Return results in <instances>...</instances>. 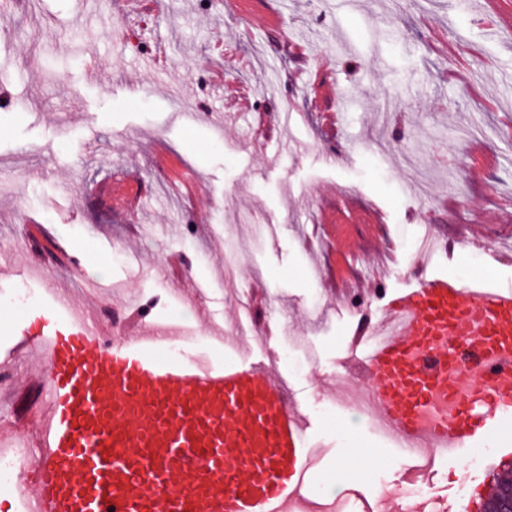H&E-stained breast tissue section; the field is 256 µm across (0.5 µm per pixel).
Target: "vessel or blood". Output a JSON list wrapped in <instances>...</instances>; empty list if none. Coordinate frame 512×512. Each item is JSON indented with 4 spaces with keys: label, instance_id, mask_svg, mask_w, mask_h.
Listing matches in <instances>:
<instances>
[{
    "label": "vessel or blood",
    "instance_id": "vessel-or-blood-1",
    "mask_svg": "<svg viewBox=\"0 0 512 512\" xmlns=\"http://www.w3.org/2000/svg\"><path fill=\"white\" fill-rule=\"evenodd\" d=\"M365 355L372 422L462 463L512 410V289L437 277L400 291ZM47 414L27 512H288L310 465L307 424L252 365L167 355L66 311L33 340Z\"/></svg>",
    "mask_w": 512,
    "mask_h": 512
}]
</instances>
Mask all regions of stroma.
<instances>
[{
	"label": "stroma",
	"instance_id": "1",
	"mask_svg": "<svg viewBox=\"0 0 512 512\" xmlns=\"http://www.w3.org/2000/svg\"><path fill=\"white\" fill-rule=\"evenodd\" d=\"M502 3L102 0L79 25L74 0L0 13L15 98L0 107V421L18 427L0 448L34 439L45 398L21 401L52 300L102 282L100 307L167 332L183 361L273 365L324 494L401 496L405 455L336 389L364 385L367 329L417 262L512 289V29L486 33ZM284 110L292 123L264 137ZM109 180L129 195H101ZM430 231L447 256L412 253ZM255 288L266 307L242 336L236 297ZM491 481L440 471L433 512H466Z\"/></svg>",
	"mask_w": 512,
	"mask_h": 512
}]
</instances>
